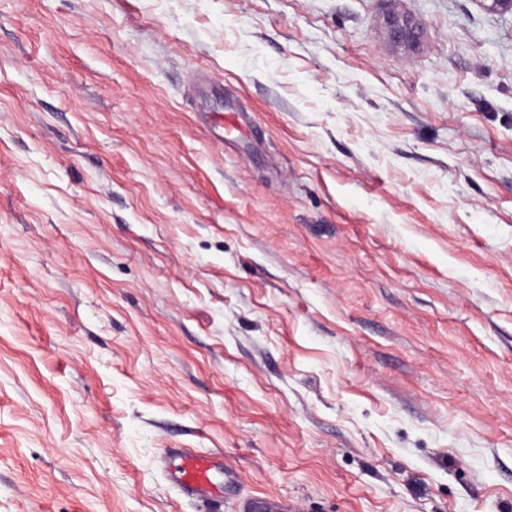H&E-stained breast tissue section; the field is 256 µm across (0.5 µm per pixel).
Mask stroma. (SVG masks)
Returning <instances> with one entry per match:
<instances>
[{
	"label": "stroma",
	"mask_w": 512,
	"mask_h": 512,
	"mask_svg": "<svg viewBox=\"0 0 512 512\" xmlns=\"http://www.w3.org/2000/svg\"><path fill=\"white\" fill-rule=\"evenodd\" d=\"M166 448L214 512H512L511 14L0 0V512H205ZM390 41L395 45L413 46L420 39L418 24L410 17L392 14L386 19ZM161 464L169 485L185 499L210 504L220 501L236 488V473L218 452L166 448ZM298 510L294 502L283 503L258 498L244 499L240 507V512H296Z\"/></svg>",
	"instance_id": "stroma-1"
}]
</instances>
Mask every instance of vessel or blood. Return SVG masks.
<instances>
[{"mask_svg": "<svg viewBox=\"0 0 512 512\" xmlns=\"http://www.w3.org/2000/svg\"><path fill=\"white\" fill-rule=\"evenodd\" d=\"M161 469L169 485L186 499L210 504L235 489V471L218 452L193 448H168L161 457ZM240 512H297L296 503L267 499H244Z\"/></svg>", "mask_w": 512, "mask_h": 512, "instance_id": "vessel-or-blood-1", "label": "vessel or blood"}]
</instances>
